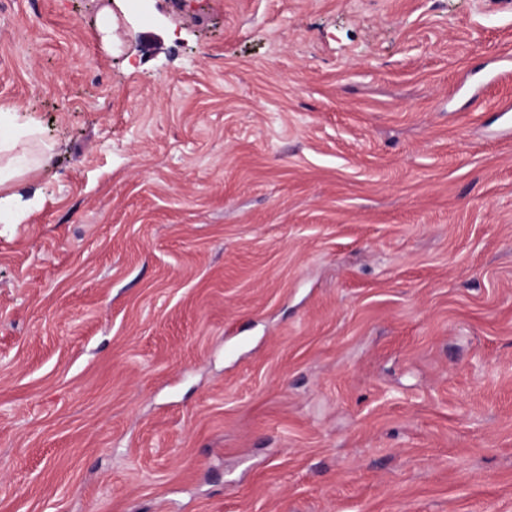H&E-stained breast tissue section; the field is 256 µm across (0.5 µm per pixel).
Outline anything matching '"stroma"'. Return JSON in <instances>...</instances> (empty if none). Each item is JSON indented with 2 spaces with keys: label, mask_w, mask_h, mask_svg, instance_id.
I'll list each match as a JSON object with an SVG mask.
<instances>
[{
  "label": "stroma",
  "mask_w": 512,
  "mask_h": 512,
  "mask_svg": "<svg viewBox=\"0 0 512 512\" xmlns=\"http://www.w3.org/2000/svg\"><path fill=\"white\" fill-rule=\"evenodd\" d=\"M509 103L512 0H0V512H512ZM21 106L0 105V221L11 220L22 195L14 188L33 177L41 168V156L48 148L35 150L41 143L38 123L27 118L19 121ZM7 194L1 196V191Z\"/></svg>",
  "instance_id": "obj_1"
}]
</instances>
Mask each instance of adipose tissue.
<instances>
[{"label":"adipose tissue","mask_w":512,"mask_h":512,"mask_svg":"<svg viewBox=\"0 0 512 512\" xmlns=\"http://www.w3.org/2000/svg\"><path fill=\"white\" fill-rule=\"evenodd\" d=\"M16 106H0V221L11 220L22 196L16 188L41 167L39 127L20 119Z\"/></svg>","instance_id":"obj_1"}]
</instances>
